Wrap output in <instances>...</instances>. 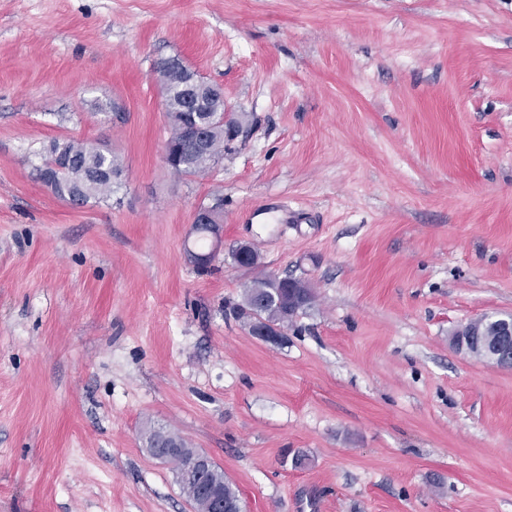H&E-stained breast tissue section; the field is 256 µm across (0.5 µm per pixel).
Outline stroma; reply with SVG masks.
<instances>
[{"instance_id":"1","label":"stroma","mask_w":512,"mask_h":512,"mask_svg":"<svg viewBox=\"0 0 512 512\" xmlns=\"http://www.w3.org/2000/svg\"><path fill=\"white\" fill-rule=\"evenodd\" d=\"M169 57L237 123L204 174L162 157ZM69 139L118 158L110 200L36 179ZM266 275L314 292L277 343L231 310ZM491 313L512 0H0V512H193L154 429L243 512H512V369L450 341ZM159 65L161 66H175L180 68L187 79L186 89L191 91L192 87L195 89L207 88L209 91V98L213 103L215 109L219 112H224V94L222 91L215 89L212 85L207 83L202 76L187 69L178 58H167L162 60Z\"/></svg>"}]
</instances>
